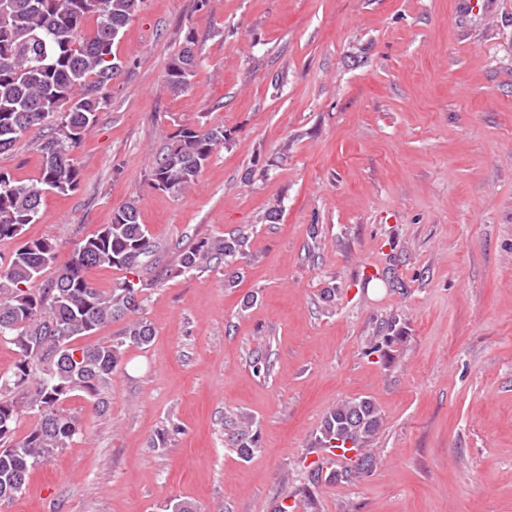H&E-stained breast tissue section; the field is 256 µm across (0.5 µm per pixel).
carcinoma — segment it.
Instances as JSON below:
<instances>
[{
    "mask_svg": "<svg viewBox=\"0 0 512 512\" xmlns=\"http://www.w3.org/2000/svg\"><path fill=\"white\" fill-rule=\"evenodd\" d=\"M144 0H0V153L12 149L25 135L38 132L42 157L40 177L33 183L0 171V240L21 234L36 222L46 190H75L79 173L72 153L92 129L98 112L111 98L112 85L126 64L114 52L120 34L140 14ZM96 29L83 33L88 15ZM193 31L166 69L168 87H188L198 65ZM224 128L183 126L165 136L151 160V187L173 196L194 185L218 146ZM245 233L214 236L182 250L172 265L155 259L151 277H125L103 290L86 272L115 268L137 275V269L156 252V244L142 224L137 202L117 209L112 222L80 240L55 277L33 289L30 284L57 262L56 245L48 239L28 241L10 262L0 267V341L15 347L11 374L0 376V501L21 492L35 466L53 458L79 434L74 417L63 407L81 396L102 404V394L122 369L129 347L146 348L155 329L143 316L144 292L174 274L201 272L214 264L230 270L247 257ZM127 319L112 342L76 345L79 338L116 320ZM38 417L21 439H14L24 413ZM382 422L376 403L368 398L343 401L325 416L316 448L352 444L354 464L329 472L328 479L348 483L372 465L363 450ZM231 446L248 459L258 449L250 420L230 421Z\"/></svg>",
    "mask_w": 512,
    "mask_h": 512,
    "instance_id": "obj_1",
    "label": "carcinoma"
}]
</instances>
